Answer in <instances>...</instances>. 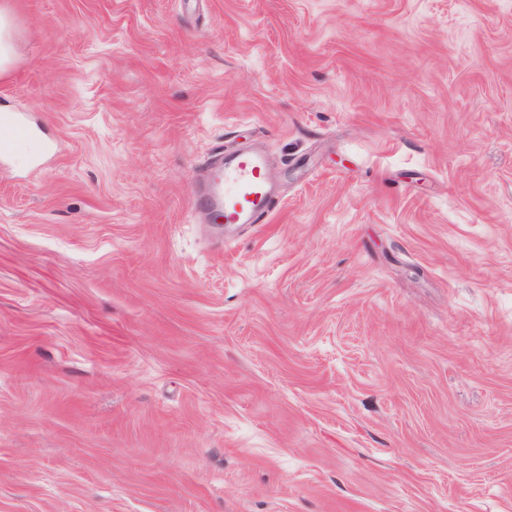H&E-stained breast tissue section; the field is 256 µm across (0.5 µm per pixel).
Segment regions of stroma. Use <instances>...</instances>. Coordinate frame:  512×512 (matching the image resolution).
I'll return each instance as SVG.
<instances>
[{"instance_id": "35a3bbf8", "label": "stroma", "mask_w": 512, "mask_h": 512, "mask_svg": "<svg viewBox=\"0 0 512 512\" xmlns=\"http://www.w3.org/2000/svg\"><path fill=\"white\" fill-rule=\"evenodd\" d=\"M0 7V512H512V0ZM206 171V187L193 201L194 208L206 211L213 224L225 229L237 224H266L278 200L261 154L239 151L227 156L220 145Z\"/></svg>"}]
</instances>
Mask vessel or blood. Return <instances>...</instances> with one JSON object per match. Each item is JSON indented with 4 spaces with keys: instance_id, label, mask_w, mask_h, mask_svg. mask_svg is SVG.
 <instances>
[{
    "instance_id": "1",
    "label": "vessel or blood",
    "mask_w": 512,
    "mask_h": 512,
    "mask_svg": "<svg viewBox=\"0 0 512 512\" xmlns=\"http://www.w3.org/2000/svg\"><path fill=\"white\" fill-rule=\"evenodd\" d=\"M278 204L265 158L251 151L225 155L216 148L207 164L206 187L193 202L225 227L263 224Z\"/></svg>"
}]
</instances>
